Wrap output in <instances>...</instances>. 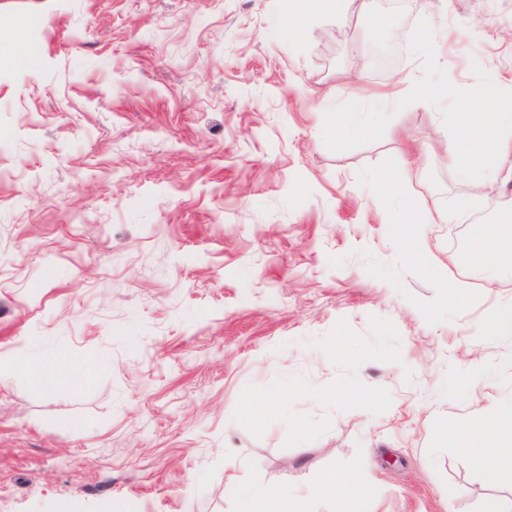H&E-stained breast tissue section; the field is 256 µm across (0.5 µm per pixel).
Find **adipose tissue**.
Instances as JSON below:
<instances>
[{
  "mask_svg": "<svg viewBox=\"0 0 512 512\" xmlns=\"http://www.w3.org/2000/svg\"><path fill=\"white\" fill-rule=\"evenodd\" d=\"M460 173L481 194L485 181H512V114L498 111L486 101L483 111L464 112L454 133ZM464 268H512V231L502 224H488L461 260ZM512 438V409L496 410L493 417L453 424L448 437L472 464L492 479L512 481V462L501 464L499 440ZM236 512H310L313 498L335 501L337 512H360L371 484L363 467L332 468L298 488L274 492L259 484L231 481Z\"/></svg>",
  "mask_w": 512,
  "mask_h": 512,
  "instance_id": "1",
  "label": "adipose tissue"
}]
</instances>
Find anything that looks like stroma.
<instances>
[{"label": "stroma", "mask_w": 512, "mask_h": 512, "mask_svg": "<svg viewBox=\"0 0 512 512\" xmlns=\"http://www.w3.org/2000/svg\"><path fill=\"white\" fill-rule=\"evenodd\" d=\"M286 0H0V512H236L359 463L363 512H480L512 495L448 443L512 402V335L482 325L512 269H462L512 183L478 207L446 147L486 92L512 110V0H356L287 32ZM399 41L420 101L377 98ZM383 119L324 127L353 98ZM441 154L399 196L410 146ZM438 268L405 245L416 204ZM465 279L452 304L436 276ZM64 353L81 389L35 388ZM470 391L456 377L470 356ZM286 409L254 420L244 394Z\"/></svg>", "instance_id": "obj_1"}]
</instances>
